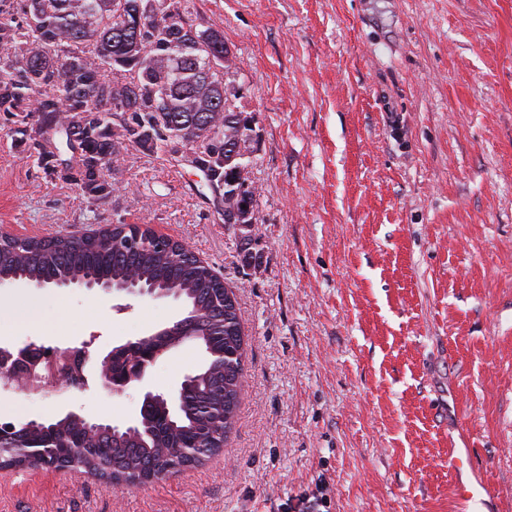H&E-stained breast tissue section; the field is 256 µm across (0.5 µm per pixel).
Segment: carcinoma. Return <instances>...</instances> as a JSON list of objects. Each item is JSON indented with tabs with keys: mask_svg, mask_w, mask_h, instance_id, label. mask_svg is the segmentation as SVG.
<instances>
[{
	"mask_svg": "<svg viewBox=\"0 0 512 512\" xmlns=\"http://www.w3.org/2000/svg\"><path fill=\"white\" fill-rule=\"evenodd\" d=\"M219 29L199 30L191 0H0V116L14 140L35 150L38 166L92 200L114 191L112 172L128 147L162 154L205 173L214 191L239 178L248 164L224 152L223 120H248L224 91L212 63L224 53ZM119 75L109 80L103 72ZM72 152L61 161L56 140ZM135 275L140 288L167 292L187 307L173 340L199 343L208 355L199 383L179 398L173 415L162 402L143 408L138 427H103L94 452L72 457L74 467L106 484L194 466L217 449L208 431L233 424L243 382L244 337L233 291L205 261L177 240L146 238L134 226L31 237L22 245L0 240V281L37 285L110 283ZM85 438L82 423L60 418L14 429L0 461L17 470L38 467L62 452L59 443ZM52 443L33 454V443Z\"/></svg>",
	"mask_w": 512,
	"mask_h": 512,
	"instance_id": "1",
	"label": "carcinoma"
}]
</instances>
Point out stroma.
<instances>
[{"label": "stroma", "instance_id": "35a3bbf8", "mask_svg": "<svg viewBox=\"0 0 512 512\" xmlns=\"http://www.w3.org/2000/svg\"><path fill=\"white\" fill-rule=\"evenodd\" d=\"M224 34L254 121L248 234L192 168L125 152L92 201L0 135V232L148 224L234 291L245 340L222 451L115 490L81 471L0 470V512H465L451 448H471L512 512V0H194ZM45 319L0 317V346L103 351L172 325L182 301L78 284L0 285ZM206 359L188 342L144 386L31 396L0 422L73 411L127 426Z\"/></svg>", "mask_w": 512, "mask_h": 512}]
</instances>
